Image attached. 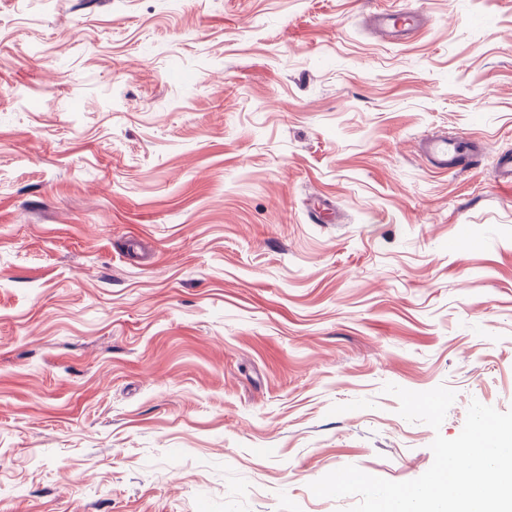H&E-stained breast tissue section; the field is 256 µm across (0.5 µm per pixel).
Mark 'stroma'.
I'll list each match as a JSON object with an SVG mask.
<instances>
[{"mask_svg": "<svg viewBox=\"0 0 512 512\" xmlns=\"http://www.w3.org/2000/svg\"><path fill=\"white\" fill-rule=\"evenodd\" d=\"M435 130L482 167L431 170ZM509 149L512 0H0V512L421 476L512 409ZM388 384L456 398L436 430ZM370 23L375 32L392 40L417 31L421 27V17L411 10H383L374 13ZM493 180L501 187L512 188V154L498 153L493 166Z\"/></svg>", "mask_w": 512, "mask_h": 512, "instance_id": "1", "label": "stroma"}]
</instances>
